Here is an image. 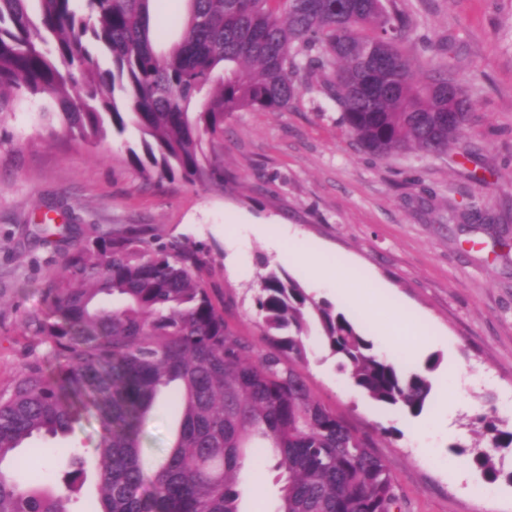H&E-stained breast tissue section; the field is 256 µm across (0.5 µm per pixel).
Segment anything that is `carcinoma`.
I'll return each instance as SVG.
<instances>
[{
	"mask_svg": "<svg viewBox=\"0 0 512 512\" xmlns=\"http://www.w3.org/2000/svg\"><path fill=\"white\" fill-rule=\"evenodd\" d=\"M150 2L0 0V119L42 96L88 145L132 125L142 148H127L134 167L218 190L224 121L282 111L304 90L331 100L338 123L382 157L444 155L469 119L467 96L464 111H448V66L420 77L401 50L415 25L396 0H186L181 36L165 50ZM203 266L188 245L155 248L135 228L65 255L45 288L50 306L21 320L54 368L32 363L0 392V512H77L87 451L53 449L70 467L64 491L17 454L35 437L72 433L87 414L101 427L95 512H241L238 474L263 448L283 482L277 512H404L369 439L312 395L295 364L307 362L315 330L363 394L417 415L437 362L401 372L332 303L274 269L255 299L273 351L258 353L224 321ZM164 392L178 417L166 454L149 459L142 427ZM478 422L485 445L471 462L492 483L512 427L493 407ZM20 467L23 482L12 473Z\"/></svg>",
	"mask_w": 512,
	"mask_h": 512,
	"instance_id": "1",
	"label": "carcinoma"
}]
</instances>
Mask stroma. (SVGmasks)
<instances>
[{"mask_svg":"<svg viewBox=\"0 0 512 512\" xmlns=\"http://www.w3.org/2000/svg\"><path fill=\"white\" fill-rule=\"evenodd\" d=\"M419 35L447 42L448 58L404 50L418 75L449 64L473 109L448 155L368 154L338 124L335 105L304 93L280 112L247 110L224 123V189L146 178L126 161L140 134L128 128L93 148L45 118L31 98L0 124V390L45 356L25 314L45 311L46 285L67 251L128 227L153 244L178 239L203 258V279L229 327L258 350L255 305L263 267L286 271L357 324L376 353L405 373L430 357V404L412 417L366 397L316 336L301 371L311 391L357 434L369 436L410 512H512V449L492 495L468 450L487 403L512 423V248L461 225L477 204L512 225V0H398ZM51 218L70 236L37 231ZM321 252L330 281L280 243ZM176 416L160 399L143 427L158 456ZM242 512H275L281 484L271 462L240 475Z\"/></svg>","mask_w":512,"mask_h":512,"instance_id":"stroma-1","label":"stroma"}]
</instances>
